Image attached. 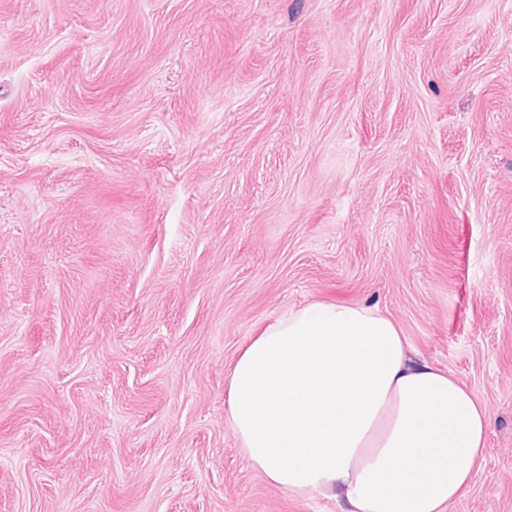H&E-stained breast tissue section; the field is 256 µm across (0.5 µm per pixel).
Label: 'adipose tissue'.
I'll return each instance as SVG.
<instances>
[{
  "mask_svg": "<svg viewBox=\"0 0 512 512\" xmlns=\"http://www.w3.org/2000/svg\"><path fill=\"white\" fill-rule=\"evenodd\" d=\"M227 401L255 469L342 512H446L484 461L485 405L376 308L289 310L238 352Z\"/></svg>",
  "mask_w": 512,
  "mask_h": 512,
  "instance_id": "adipose-tissue-1",
  "label": "adipose tissue"
}]
</instances>
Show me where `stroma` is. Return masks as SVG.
Here are the masks:
<instances>
[{
    "label": "stroma",
    "instance_id": "1",
    "mask_svg": "<svg viewBox=\"0 0 512 512\" xmlns=\"http://www.w3.org/2000/svg\"><path fill=\"white\" fill-rule=\"evenodd\" d=\"M371 306L512 512V0H0V512H340L239 448L240 348Z\"/></svg>",
    "mask_w": 512,
    "mask_h": 512
}]
</instances>
